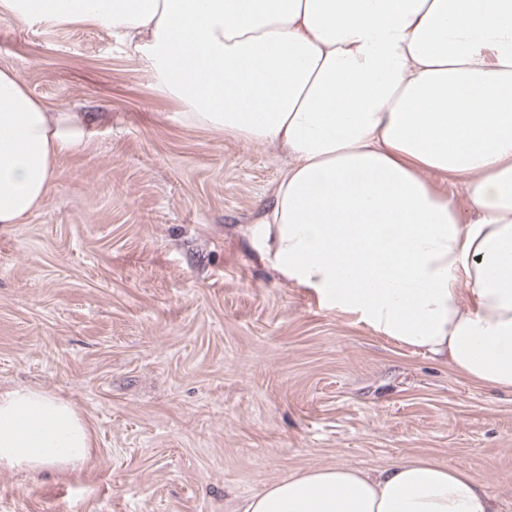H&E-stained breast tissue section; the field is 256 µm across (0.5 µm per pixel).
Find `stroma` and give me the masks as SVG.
<instances>
[{
  "label": "stroma",
  "instance_id": "35a3bbf8",
  "mask_svg": "<svg viewBox=\"0 0 512 512\" xmlns=\"http://www.w3.org/2000/svg\"><path fill=\"white\" fill-rule=\"evenodd\" d=\"M0 68L83 147L0 226V385L72 400L73 471H0V512H242L317 467L468 468L512 512V394L285 284L246 229L288 162L182 124L110 28L0 12Z\"/></svg>",
  "mask_w": 512,
  "mask_h": 512
}]
</instances>
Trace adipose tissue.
Returning <instances> with one entry per match:
<instances>
[{
	"label": "adipose tissue",
	"mask_w": 512,
	"mask_h": 512,
	"mask_svg": "<svg viewBox=\"0 0 512 512\" xmlns=\"http://www.w3.org/2000/svg\"><path fill=\"white\" fill-rule=\"evenodd\" d=\"M22 23L111 27L181 121L289 162L249 233L296 288L393 342L512 392V0H0ZM84 144L0 68V225L42 204ZM461 184L464 215L426 180ZM469 284L462 294L461 284ZM89 421L0 390V469L81 465ZM244 512H497L462 467L312 468Z\"/></svg>",
	"instance_id": "obj_1"
}]
</instances>
